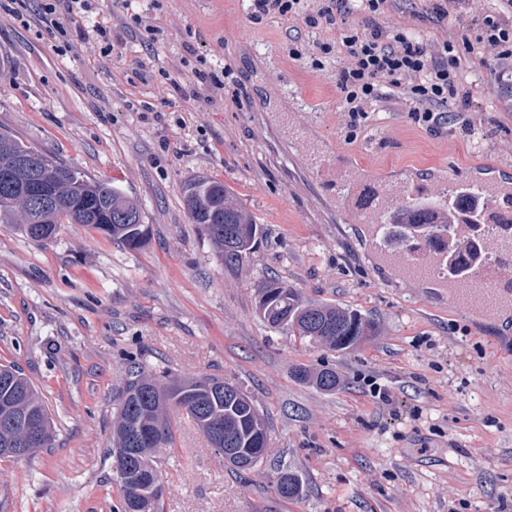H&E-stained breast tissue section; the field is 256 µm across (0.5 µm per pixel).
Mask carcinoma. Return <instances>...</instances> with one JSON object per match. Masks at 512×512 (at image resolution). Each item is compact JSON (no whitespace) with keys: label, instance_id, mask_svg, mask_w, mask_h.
<instances>
[{"label":"carcinoma","instance_id":"cac0c4a2","mask_svg":"<svg viewBox=\"0 0 512 512\" xmlns=\"http://www.w3.org/2000/svg\"><path fill=\"white\" fill-rule=\"evenodd\" d=\"M34 157L48 179L50 190L61 208L48 213L43 232L30 222L29 199L21 193L27 174L11 161ZM184 202L192 223L199 225L218 261L226 269L240 265L251 253L260 225L246 209L235 202L224 184L208 178L189 181ZM126 213L142 219L139 207L118 186L87 177L78 169L61 164L28 146L8 132H0V224H9L23 237L36 242L54 238L63 224H85L130 249L140 248L148 235L146 225L115 221ZM256 313L271 328L288 327L300 339L337 351L350 350L374 330V323L356 311L332 305L304 304L297 290L270 280L258 289ZM294 377L311 383L323 392H333L341 384L336 370L325 367L311 371L297 367ZM184 412L211 447L222 451L231 441L246 464L229 461L237 472H255L264 458H253V449L269 441L268 420L254 400L240 387L227 394L224 379L185 377L161 379L149 374L136 360L129 361L127 377L120 392L118 414L112 425L109 457H120L123 449H137L129 469L117 474L118 503L112 512H161L162 477L154 453L173 442L172 418ZM46 436L40 445L26 443L29 425ZM54 427L48 408L32 381L9 364H0V448H23L28 457L39 448H50ZM275 494L293 499L303 493V480L292 470L277 473Z\"/></svg>","mask_w":512,"mask_h":512}]
</instances>
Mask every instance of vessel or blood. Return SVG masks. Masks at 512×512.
Instances as JSON below:
<instances>
[{
  "instance_id": "1",
  "label": "vessel or blood",
  "mask_w": 512,
  "mask_h": 512,
  "mask_svg": "<svg viewBox=\"0 0 512 512\" xmlns=\"http://www.w3.org/2000/svg\"><path fill=\"white\" fill-rule=\"evenodd\" d=\"M321 179L354 223L456 225V237L430 241L418 235L404 252L391 251L387 257L413 279L430 277L449 259L463 258L459 276L448 281L453 300L481 292L492 304L512 306V184L453 173L447 189L416 180L407 184L406 200L396 202L379 175L352 164L322 172Z\"/></svg>"
}]
</instances>
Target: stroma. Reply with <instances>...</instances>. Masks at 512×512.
<instances>
[{
  "label": "stroma",
  "instance_id": "obj_1",
  "mask_svg": "<svg viewBox=\"0 0 512 512\" xmlns=\"http://www.w3.org/2000/svg\"><path fill=\"white\" fill-rule=\"evenodd\" d=\"M96 7L120 39L108 56L93 41L59 55L48 33L0 12V130L122 187L149 234L132 250L80 224L47 242L0 224V363L25 372L55 425L53 447L0 459V512H112L107 448L128 351L159 375L236 384L269 422L264 472L240 474L176 415L173 444L155 454L163 512H512V315L499 326L483 295L458 304L401 279L320 179L350 159L399 199L414 177L512 168L506 88L484 76L468 138L404 112L371 113L352 134L335 64L313 72L288 57L289 38L316 39L302 22L251 23L245 0H163L167 40L152 53L117 27L123 0ZM191 47L232 67L239 99L186 98L198 86L180 63ZM149 61L171 79H137ZM197 177L223 182L263 229L235 269L184 206ZM271 276L375 332L333 351L266 327L255 300ZM299 366L344 383L319 391L294 378ZM281 469L300 474L301 497H277Z\"/></svg>",
  "mask_w": 512,
  "mask_h": 512
}]
</instances>
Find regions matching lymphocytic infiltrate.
Masks as SVG:
<instances>
[{
  "instance_id": "lymphocytic-infiltrate-1",
  "label": "lymphocytic infiltrate",
  "mask_w": 512,
  "mask_h": 512,
  "mask_svg": "<svg viewBox=\"0 0 512 512\" xmlns=\"http://www.w3.org/2000/svg\"><path fill=\"white\" fill-rule=\"evenodd\" d=\"M423 12L437 30L415 33L411 22L390 24L402 0H250L249 18L299 19L326 36L313 47L292 43L288 56L320 71L327 58L342 57L336 95L357 130L370 112H405L418 124H452L470 134L473 92L480 70L512 78V0H485L483 12L466 16L467 0H423ZM91 0H40L38 21L52 33L60 54L71 53L73 23L80 34L111 54L112 27L89 21Z\"/></svg>"
}]
</instances>
